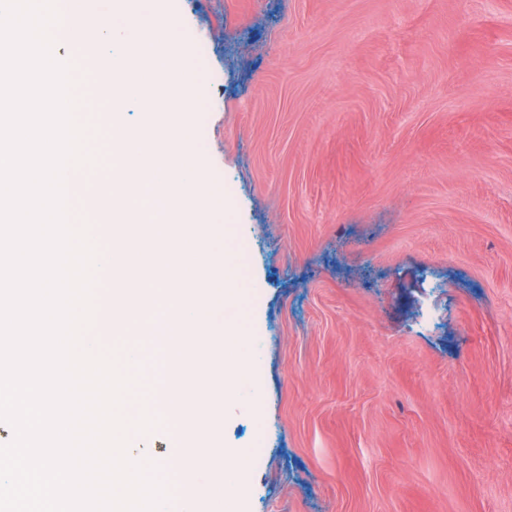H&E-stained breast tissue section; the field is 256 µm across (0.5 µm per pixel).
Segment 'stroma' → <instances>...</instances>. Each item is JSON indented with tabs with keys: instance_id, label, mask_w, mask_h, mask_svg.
Wrapping results in <instances>:
<instances>
[{
	"instance_id": "obj_1",
	"label": "stroma",
	"mask_w": 512,
	"mask_h": 512,
	"mask_svg": "<svg viewBox=\"0 0 512 512\" xmlns=\"http://www.w3.org/2000/svg\"><path fill=\"white\" fill-rule=\"evenodd\" d=\"M176 13L263 354L246 512H512V0Z\"/></svg>"
}]
</instances>
